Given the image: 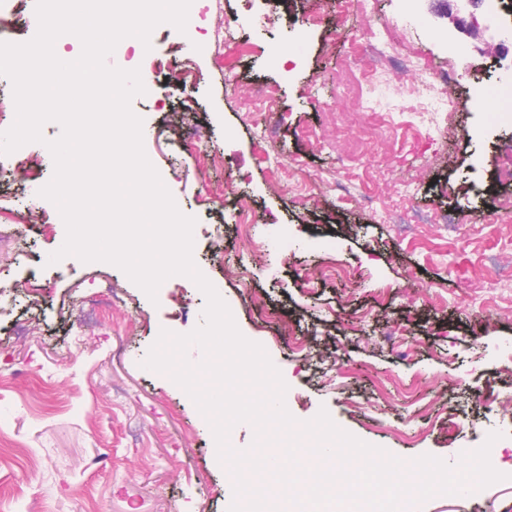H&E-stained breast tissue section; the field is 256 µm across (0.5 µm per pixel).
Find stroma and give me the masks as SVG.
<instances>
[{"label": "stroma", "mask_w": 512, "mask_h": 512, "mask_svg": "<svg viewBox=\"0 0 512 512\" xmlns=\"http://www.w3.org/2000/svg\"><path fill=\"white\" fill-rule=\"evenodd\" d=\"M426 25L419 48L444 64L430 38L440 32L480 64L512 65L475 9L477 27L460 31L436 0H420ZM265 11L236 85L224 81L232 55L218 34L226 21ZM307 52L291 72L272 65L273 48L291 37L308 11ZM331 0H197L186 32L155 28L139 53L120 41L106 62L139 69L148 91L135 96L144 148L181 211L195 218L193 259L230 307L241 333L260 343L280 370L292 416L308 421L327 409L340 428L405 460L430 454L457 465L461 449L501 431L495 468L506 476L479 492L437 495L418 512H512V288L491 285L490 261L512 242V221L495 211L494 192L512 194V126L495 127L465 85L451 87L448 138L399 143L359 116L337 128L336 78L350 56L333 41ZM193 72L172 74L184 58ZM276 87L271 137L259 140L241 104L255 84ZM0 156V234L22 262L0 259V289L31 282L0 315V431L13 448L0 453V512H228L232 479L217 458L206 418L171 378L143 367L161 330L184 334L202 321L205 297L185 276L167 279L157 301L118 267L68 256L65 224L53 203L30 194L53 174L48 142ZM280 154L271 175L260 150ZM356 155L348 178L341 157ZM417 184L413 206L441 212L446 224L383 222L401 207L394 184ZM312 186L298 198L294 181ZM233 193H226V185ZM247 196L256 228L242 240L235 197ZM372 203H365L364 195ZM52 232H44L43 224ZM273 224L288 235L274 238ZM112 292L110 309L96 304ZM495 298L492 318L478 312ZM81 323L73 345L72 323Z\"/></svg>", "instance_id": "stroma-1"}]
</instances>
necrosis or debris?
I'll list each match as a JSON object with an SVG mask.
<instances>
[{"instance_id": "1", "label": "necrosis or debris", "mask_w": 512, "mask_h": 512, "mask_svg": "<svg viewBox=\"0 0 512 512\" xmlns=\"http://www.w3.org/2000/svg\"><path fill=\"white\" fill-rule=\"evenodd\" d=\"M416 3L417 0H398L393 25L395 33L383 39L375 38L370 31L362 35H349L344 18H337L336 36L350 38L352 45L351 63L337 78V98L340 103L337 120H344L347 111L361 110L366 112L369 124L379 130L401 129L417 135L424 131H447L448 114L456 109L448 86L467 76L472 60L460 44L445 36L441 37L440 43L451 61V70L439 69L419 52L407 38L412 28L424 22ZM395 59L403 60L417 76L413 94L419 107L405 120L397 119L395 113L379 112L368 106L373 93L390 80L388 64Z\"/></svg>"}]
</instances>
